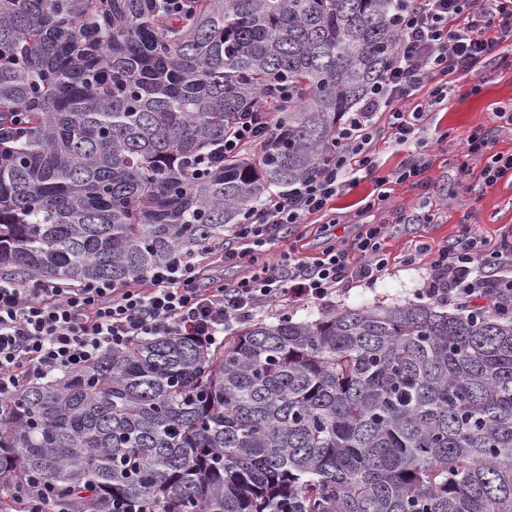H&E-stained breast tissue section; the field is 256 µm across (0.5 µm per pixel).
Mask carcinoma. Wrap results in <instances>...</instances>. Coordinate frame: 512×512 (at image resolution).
<instances>
[{
    "label": "carcinoma",
    "mask_w": 512,
    "mask_h": 512,
    "mask_svg": "<svg viewBox=\"0 0 512 512\" xmlns=\"http://www.w3.org/2000/svg\"><path fill=\"white\" fill-rule=\"evenodd\" d=\"M410 0H0V280L125 288L314 175ZM288 86V100L272 93ZM267 106L273 130L224 137ZM56 512H512V314L448 297L144 336L0 407Z\"/></svg>",
    "instance_id": "carcinoma-1"
}]
</instances>
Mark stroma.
<instances>
[{
  "label": "stroma",
  "instance_id": "1",
  "mask_svg": "<svg viewBox=\"0 0 512 512\" xmlns=\"http://www.w3.org/2000/svg\"><path fill=\"white\" fill-rule=\"evenodd\" d=\"M497 110L512 112V55L490 58L478 71L460 74L448 95L447 106L430 114L427 182L395 180L386 185L388 198L375 211L374 219L389 224L384 239L391 257L388 271L374 281L354 282L319 302L292 297L270 305L264 310V317L285 315L298 321L313 320L335 308L390 306L419 300V290L430 273L432 250L457 239L469 224L476 225L484 250L512 246V175L485 186L480 179L481 163L467 158L466 137L478 127L491 131L493 152L512 154V130L496 128L493 113ZM457 177L463 178L467 189L456 199L447 200L448 182ZM375 188L372 176L362 171L355 173L351 190L335 203L337 236L355 233L354 213ZM424 201L438 210L437 217L429 223L412 218L415 207ZM423 244L430 251L417 264L402 263L403 254Z\"/></svg>",
  "mask_w": 512,
  "mask_h": 512
}]
</instances>
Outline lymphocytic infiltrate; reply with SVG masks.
<instances>
[{"mask_svg": "<svg viewBox=\"0 0 512 512\" xmlns=\"http://www.w3.org/2000/svg\"><path fill=\"white\" fill-rule=\"evenodd\" d=\"M511 39L512 0H416L401 16L393 66L342 125L335 153L317 174L233 225L218 259L206 251L178 256L155 268L147 283L125 288L0 281V403L21 381L94 362L141 336L178 332L213 345L278 299L321 301L348 282L381 277L390 263L383 246L388 227L381 223H361L352 241L330 244L312 262L277 245L312 216L330 211L354 172L378 171L379 142L415 146L394 177L420 180L429 169L421 148L425 121L447 105L451 76L479 70ZM467 142L471 159L483 165L485 185L512 173V155L492 153L488 132L472 130ZM269 252L273 262L258 263ZM353 252L360 257L355 266ZM216 261L241 268V276L229 286L219 283L211 274ZM492 275L499 281L494 289L487 286ZM443 283L458 304L495 309L512 296V253L485 252L475 228L467 227L460 240L437 250L422 296H437Z\"/></svg>", "mask_w": 512, "mask_h": 512, "instance_id": "lymphocytic-infiltrate-1", "label": "lymphocytic infiltrate"}]
</instances>
